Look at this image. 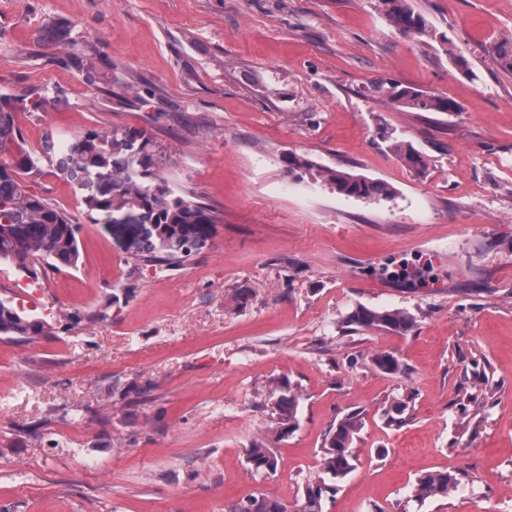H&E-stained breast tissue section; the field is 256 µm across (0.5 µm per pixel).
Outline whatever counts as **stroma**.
I'll return each mask as SVG.
<instances>
[{
	"mask_svg": "<svg viewBox=\"0 0 512 512\" xmlns=\"http://www.w3.org/2000/svg\"><path fill=\"white\" fill-rule=\"evenodd\" d=\"M409 4L447 44L392 28L378 0H0V90L48 101L17 115L55 165L29 186L81 226L77 268L0 269V295L54 328L0 336V512L292 510L350 412L355 466L324 512H512V73L493 55L512 0ZM387 82L460 109L395 107ZM90 128L150 139L169 185L215 210L184 265L136 262L132 237L89 219L61 144ZM288 153L395 194L289 181ZM361 306L413 326H350ZM273 381L300 400L258 474L246 450ZM432 471L457 491L416 498ZM389 147L410 169L416 172H423L426 169L425 158L412 144L396 140L391 142ZM229 512H286L283 503L264 496H247L233 504Z\"/></svg>",
	"mask_w": 512,
	"mask_h": 512,
	"instance_id": "1",
	"label": "stroma"
}]
</instances>
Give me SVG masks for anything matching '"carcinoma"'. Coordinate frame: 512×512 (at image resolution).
<instances>
[{"mask_svg":"<svg viewBox=\"0 0 512 512\" xmlns=\"http://www.w3.org/2000/svg\"><path fill=\"white\" fill-rule=\"evenodd\" d=\"M388 22L398 30L416 37H438L432 26L415 12L407 0H379ZM440 38V37H438ZM447 42V38H440ZM498 64L512 71V39L494 47ZM389 102L417 112H457V103L447 97L401 85L386 92ZM46 101L11 93H0V154H7L0 163V265L18 274L37 279L45 268L56 270L77 268L80 252L78 235L81 226L73 217L49 199L31 192L27 178L47 172L46 162L31 153L23 144L16 123L17 110L38 111ZM390 149L410 169L422 172L426 160L412 144L393 141ZM71 163L89 175H112V191L90 196L84 206L93 223L108 226L117 214L150 212L156 231L146 232L143 224H128L136 240V256L143 263H164L177 267L194 255L216 228L212 208L189 192H176L160 170L155 145L148 139L140 144L119 137L118 131L90 129L78 141L68 145ZM288 172L297 180L305 176L321 179L347 197L381 200L394 195L389 184L348 171L321 168L294 153L286 158ZM349 322L363 329H385L404 334L412 327V317L400 309L376 310L358 307ZM52 325L18 308L14 300L0 296V335L30 340L47 336ZM270 409L276 428L283 437L296 420L299 396L291 385L280 384L271 392ZM359 414H346L326 434L321 454L323 473L330 479L341 478L353 468L352 444L359 430ZM247 463L257 473L276 472L278 460L268 438L254 440L246 450ZM458 487L456 476L445 471L430 472L418 478L414 495L418 498L446 497ZM334 486L321 483L307 486L300 512H323V500ZM229 512H285L283 503L264 496H247L233 504Z\"/></svg>","mask_w":512,"mask_h":512,"instance_id":"1","label":"carcinoma"}]
</instances>
